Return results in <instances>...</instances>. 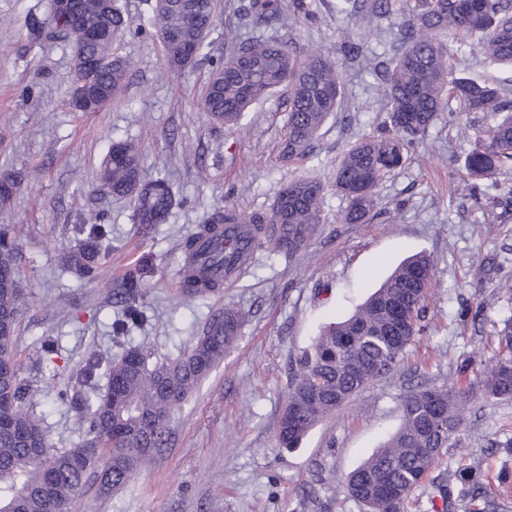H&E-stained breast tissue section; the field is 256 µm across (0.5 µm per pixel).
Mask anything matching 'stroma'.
<instances>
[{
  "label": "stroma",
  "instance_id": "stroma-1",
  "mask_svg": "<svg viewBox=\"0 0 512 512\" xmlns=\"http://www.w3.org/2000/svg\"><path fill=\"white\" fill-rule=\"evenodd\" d=\"M247 2L220 0L208 56L172 70L160 41L143 27L154 0H119L141 27L116 46L135 68L120 101L76 112L69 105L70 47L33 43L24 27L28 13L49 17L50 0H0V166L25 175L0 209V226L17 229L27 293L14 346L30 410L53 447L84 441L79 406L105 388V374L81 379L89 354L107 364L140 348L152 361H172L225 308L246 315L235 346L173 414L168 443L151 463L110 491L88 475L70 512H363L343 493L344 478L398 429L403 393L452 379L473 393L460 406L464 452L446 453L408 494L402 512H512V401L482 398L470 366L495 359L512 321V168L479 201L465 190L462 171L491 117H440L380 187L372 222L340 223L345 202L332 186L333 173L345 151L386 117L371 69L392 36L337 15L335 0H307L308 16L278 31L296 55L329 52L344 87L342 107L320 130L314 157L288 162L278 153L287 90L254 105L234 127L211 123L200 109L211 63L227 52L225 26L243 39L257 34ZM350 43L359 48L353 60L344 53ZM125 139L140 148L142 180L164 177L173 190L167 221L148 231L136 224L129 198L91 184L113 142ZM302 177L325 186L322 223L305 250L285 257L260 249L221 288L202 295L180 288L179 244L209 213L224 206L267 211L283 185ZM92 217L105 225L110 249L93 275L80 279L66 260L78 225ZM419 253L433 261L425 330L399 368L354 395L297 448L278 447L297 360L324 324L351 315ZM131 273L140 280L146 317L117 336L112 324L124 316L118 294ZM465 467L478 476L482 495L430 505L449 472Z\"/></svg>",
  "mask_w": 512,
  "mask_h": 512
}]
</instances>
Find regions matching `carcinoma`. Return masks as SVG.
Listing matches in <instances>:
<instances>
[{"label": "carcinoma", "mask_w": 512, "mask_h": 512, "mask_svg": "<svg viewBox=\"0 0 512 512\" xmlns=\"http://www.w3.org/2000/svg\"><path fill=\"white\" fill-rule=\"evenodd\" d=\"M336 0V13L367 17L376 25L388 22L397 29L393 56L379 62L373 74L379 80L382 127L350 147L336 166L333 185L347 201L341 215L345 224H367L374 217L378 189L400 170L415 143L443 112L452 121L461 114L494 116L487 138L465 160L466 190L474 199L483 193L482 182L512 165V98L508 89L479 83L457 71L456 58L468 39L491 61L512 67V0ZM218 0H156L146 26L162 43L167 66L181 70L209 48ZM304 0H249L247 13L255 27L275 31L291 17L306 14ZM85 27L98 40L83 47L89 58L105 61L91 78L105 99L121 98L130 60L112 52L131 22L118 0H71V9L51 12L49 21L29 16L27 31L34 42L71 41L72 32ZM229 53L210 71L202 96V110L227 126L238 124L244 112L285 87L288 89V126L280 154L290 161L309 159L322 126L338 111L343 82L330 56L314 50L297 58L275 37L246 41L228 30ZM110 193L130 197L139 224H161L174 204L170 185L163 178L145 182L140 177L138 147L130 140L112 144L97 174ZM324 185L317 179L289 182L278 193L267 215H246L234 207L211 213L203 228L224 225V241L215 242L209 262L184 271L182 288L202 293L220 287L208 275L214 267L224 273L241 270L233 235L239 224H251L250 251L263 247L292 255L306 248L318 232ZM104 226L92 224L84 244L70 256V268L80 278L88 275L102 256ZM433 263L425 254L399 265L357 310L345 319L327 323L311 349L298 360L285 408L292 419H281L278 445L297 447L326 417L368 384L391 371L407 346L423 330L422 318ZM136 281L126 290L124 319L116 329L125 331L142 319L135 306ZM26 296L21 286L18 250L10 231H0V323L9 336L8 371L0 374V391L9 395L0 403V499L13 512H68V507L96 470L102 489L126 484L147 466L164 442L174 412L224 360L237 341L245 315L230 308L213 318L183 357L151 363L142 350L126 352L107 369L105 391L86 400L78 426H87L82 447L96 460L87 469L72 463L77 448L48 445L41 425L28 411V391L19 378L12 351ZM483 398L512 400V336H505V351L482 372ZM470 391L455 382L446 388H415L400 399L401 424L397 431L345 482L347 495L365 512H401L405 499L419 486L449 448L462 447L459 432L460 400ZM459 493L473 498L482 486L471 472L457 470Z\"/></svg>", "instance_id": "1"}]
</instances>
